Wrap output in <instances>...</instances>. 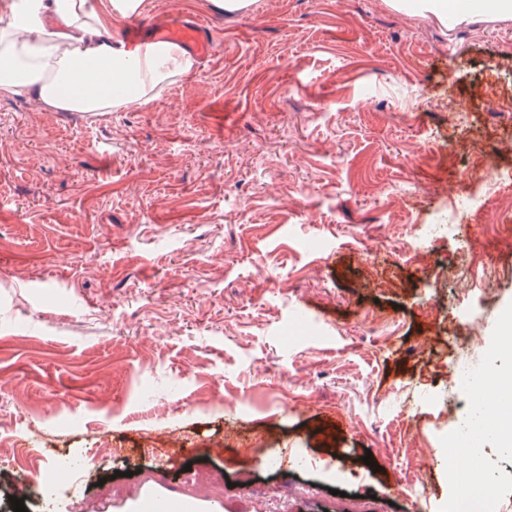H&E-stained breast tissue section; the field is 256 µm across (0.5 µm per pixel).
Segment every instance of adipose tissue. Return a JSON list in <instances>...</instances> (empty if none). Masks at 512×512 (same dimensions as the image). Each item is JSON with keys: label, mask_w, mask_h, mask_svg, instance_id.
<instances>
[{"label": "adipose tissue", "mask_w": 512, "mask_h": 512, "mask_svg": "<svg viewBox=\"0 0 512 512\" xmlns=\"http://www.w3.org/2000/svg\"><path fill=\"white\" fill-rule=\"evenodd\" d=\"M479 0H385L393 10L441 25L476 15ZM11 19L0 25V99L34 92L40 104L90 114L144 104L159 87L191 71L194 62L176 45L114 40L107 18L90 0H30L27 23L13 21L21 4L0 5Z\"/></svg>", "instance_id": "obj_1"}]
</instances>
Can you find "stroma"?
I'll use <instances>...</instances> for the list:
<instances>
[{
	"instance_id": "35a3bbf8",
	"label": "stroma",
	"mask_w": 512,
	"mask_h": 512,
	"mask_svg": "<svg viewBox=\"0 0 512 512\" xmlns=\"http://www.w3.org/2000/svg\"><path fill=\"white\" fill-rule=\"evenodd\" d=\"M138 16L198 22L212 49L129 109L0 99V430L29 434L0 465V512L22 474L39 512L60 455L84 487L53 512L173 497L190 462L229 483L211 512H327L334 489L448 512V432L472 395L449 415L436 397L472 301L442 267L486 228L461 224L421 260L403 243L460 194L472 158L512 142V18L445 28L383 0H254L232 15L142 0ZM488 259L507 271L483 322L497 347L512 247ZM288 453L305 468L262 464ZM156 467L165 482L135 496L96 493L101 475ZM242 470L314 495L249 497Z\"/></svg>"
}]
</instances>
